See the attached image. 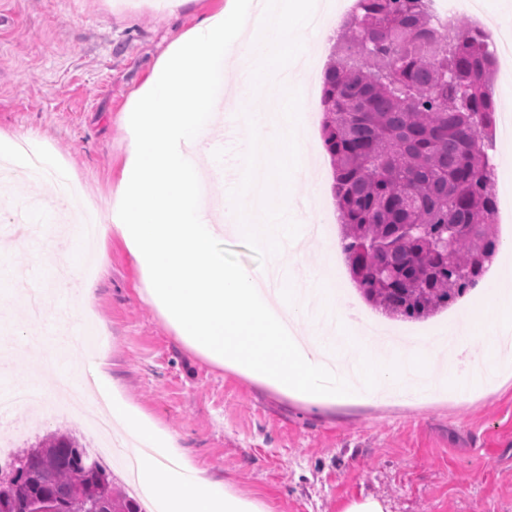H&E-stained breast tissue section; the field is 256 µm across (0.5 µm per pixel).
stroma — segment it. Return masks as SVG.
<instances>
[{
    "label": "stroma",
    "instance_id": "stroma-1",
    "mask_svg": "<svg viewBox=\"0 0 512 512\" xmlns=\"http://www.w3.org/2000/svg\"><path fill=\"white\" fill-rule=\"evenodd\" d=\"M222 0H188L172 12L166 0H0V135H33L81 186L80 200L112 206L127 157L125 111L172 33L194 27ZM222 132L205 145L208 166L238 182L247 131L225 113ZM310 177L294 182L297 198L315 197V219L339 239L333 167L321 123L308 126ZM7 195L24 203L18 220L0 217V257L40 296L55 320L88 323L121 397L172 434L195 466L228 488L263 501L270 512H341L366 496L390 512H512V367L490 392L415 404L299 401L191 350L153 306L138 297L142 273L119 233L93 247L94 296L86 311L59 307L74 299L76 280H52L72 251L55 221L69 211L50 184L19 179ZM356 312L352 332L368 320L417 336L447 327L461 313L476 322L491 313L481 295L487 271L454 305L424 321L389 318L369 305L347 264L336 271ZM30 410L16 408L0 426L21 430L17 450L55 431L85 440L80 418L46 416L29 430Z\"/></svg>",
    "mask_w": 512,
    "mask_h": 512
}]
</instances>
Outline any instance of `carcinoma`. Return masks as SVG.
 Masks as SVG:
<instances>
[{
    "mask_svg": "<svg viewBox=\"0 0 512 512\" xmlns=\"http://www.w3.org/2000/svg\"><path fill=\"white\" fill-rule=\"evenodd\" d=\"M492 51L475 28L442 33L426 0H356L322 81L324 148L350 275L387 315L425 319L457 302L495 255ZM0 512H143L71 434L23 451Z\"/></svg>",
    "mask_w": 512,
    "mask_h": 512,
    "instance_id": "cac0c4a2",
    "label": "carcinoma"
}]
</instances>
